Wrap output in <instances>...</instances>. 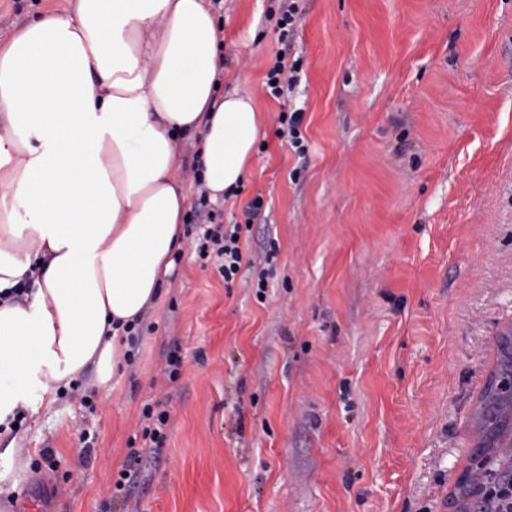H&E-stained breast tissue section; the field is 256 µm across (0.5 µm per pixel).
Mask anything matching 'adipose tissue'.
I'll list each match as a JSON object with an SVG mask.
<instances>
[{"mask_svg": "<svg viewBox=\"0 0 512 512\" xmlns=\"http://www.w3.org/2000/svg\"><path fill=\"white\" fill-rule=\"evenodd\" d=\"M0 48V425L88 368L107 383L125 325L161 299L186 246L176 143L212 199L238 191L262 128L218 93L209 0H73ZM28 285L22 300L8 291Z\"/></svg>", "mask_w": 512, "mask_h": 512, "instance_id": "obj_1", "label": "adipose tissue"}]
</instances>
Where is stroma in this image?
Returning a JSON list of instances; mask_svg holds the SVG:
<instances>
[{
    "label": "stroma",
    "instance_id": "obj_1",
    "mask_svg": "<svg viewBox=\"0 0 512 512\" xmlns=\"http://www.w3.org/2000/svg\"><path fill=\"white\" fill-rule=\"evenodd\" d=\"M297 6L286 45L278 0L215 4L221 88L254 98L261 146L224 201L199 205L182 166L197 218L166 295L108 388L87 370L0 433V512L35 476L60 512H458L473 410L512 325V0ZM46 13L71 16L70 0H0V48ZM283 50L300 82L276 99L265 75ZM297 109L302 155L277 133ZM258 195L251 263L225 282L198 256L203 227L244 223ZM147 405L169 417L157 449Z\"/></svg>",
    "mask_w": 512,
    "mask_h": 512
}]
</instances>
